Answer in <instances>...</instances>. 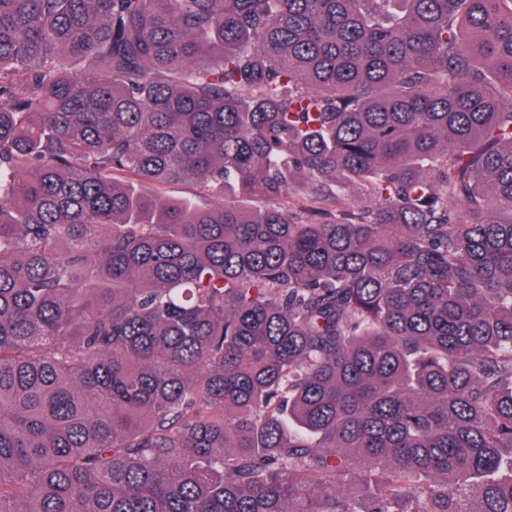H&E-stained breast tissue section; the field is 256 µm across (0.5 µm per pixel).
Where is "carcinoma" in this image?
Masks as SVG:
<instances>
[{"label": "carcinoma", "instance_id": "1", "mask_svg": "<svg viewBox=\"0 0 512 512\" xmlns=\"http://www.w3.org/2000/svg\"><path fill=\"white\" fill-rule=\"evenodd\" d=\"M0 512H512V0H0ZM160 194L168 199H182V198H192L196 201V203L200 206H208L213 202L212 199H203L194 197L193 188L190 182L188 181H180L176 183H171L168 185H164L160 189Z\"/></svg>", "mask_w": 512, "mask_h": 512}]
</instances>
